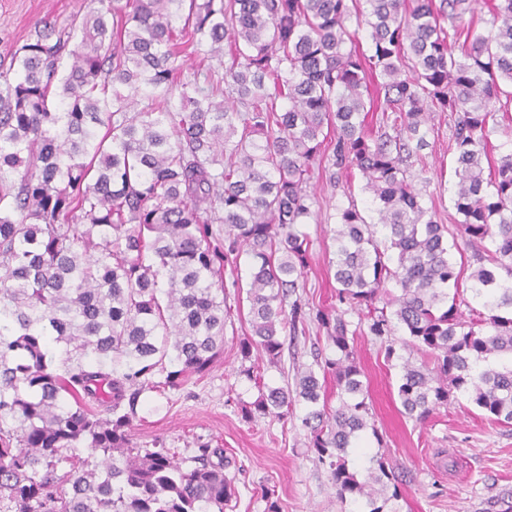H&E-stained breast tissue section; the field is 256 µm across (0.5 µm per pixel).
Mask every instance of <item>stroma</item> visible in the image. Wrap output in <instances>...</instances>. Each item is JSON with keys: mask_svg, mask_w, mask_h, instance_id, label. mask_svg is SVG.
Returning <instances> with one entry per match:
<instances>
[{"mask_svg": "<svg viewBox=\"0 0 512 512\" xmlns=\"http://www.w3.org/2000/svg\"><path fill=\"white\" fill-rule=\"evenodd\" d=\"M91 0H0V63L34 36L37 24L49 21L64 27L73 15H85ZM434 129L426 136V171L417 187L426 207L439 221H458L452 202L456 181V154L451 141L450 113L432 115ZM365 180L358 169L340 170L335 180L316 183L315 220L304 225L310 239L309 265L299 292L311 309H339L334 279L335 243L332 239L338 208L356 204L369 214ZM246 260L224 268V351L205 373L186 379L179 387L145 395L133 434L136 442L163 441L183 456L203 443L220 446L237 480V496L224 512H265L267 491H274L280 512H354L341 503L326 466L309 448L301 427L302 406L287 421L269 416L245 419L244 404L258 391L242 374L248 361L238 343L249 335V304L243 290L248 280ZM325 331L308 321L304 331L286 339L284 367H265L267 383L279 386L283 372H295L313 362L314 348H327ZM355 348L365 372L376 433H364L349 461L365 472L378 456L393 467L400 488L389 501V512H512V425L492 422L467 396L419 421L404 414L397 395L398 361H386L380 340L358 336Z\"/></svg>", "mask_w": 512, "mask_h": 512, "instance_id": "35a3bbf8", "label": "stroma"}]
</instances>
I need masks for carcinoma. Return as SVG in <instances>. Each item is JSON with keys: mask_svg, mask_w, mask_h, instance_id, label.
<instances>
[{"mask_svg": "<svg viewBox=\"0 0 512 512\" xmlns=\"http://www.w3.org/2000/svg\"><path fill=\"white\" fill-rule=\"evenodd\" d=\"M69 31L44 24L0 70V504L5 512H224L236 494L224 449L189 457L133 442L142 396L205 372L224 349V262L249 258L251 334L282 361L281 333L314 318L334 354L328 407L311 368L294 387L258 388L247 416L305 407L309 447L338 498L384 512L399 497L383 458L364 479L348 448L374 428L354 341L361 326L425 357L397 387L422 421L466 393L512 425V149L489 173V123L512 106V0H96ZM366 32L368 49L346 22ZM461 44V55L453 49ZM208 47L216 67L179 82L180 59ZM229 50H224V47ZM376 92L381 121L366 114ZM457 114L459 223L441 224L411 178L431 113ZM355 167L377 214L342 208L333 240L336 298L297 295L308 263L301 226L324 154ZM224 225L217 233L213 225ZM478 266L471 290L488 316L448 301L461 271L448 239ZM506 276H501L500 271ZM386 305H376L388 287Z\"/></svg>", "mask_w": 512, "mask_h": 512, "instance_id": "cac0c4a2", "label": "carcinoma"}]
</instances>
